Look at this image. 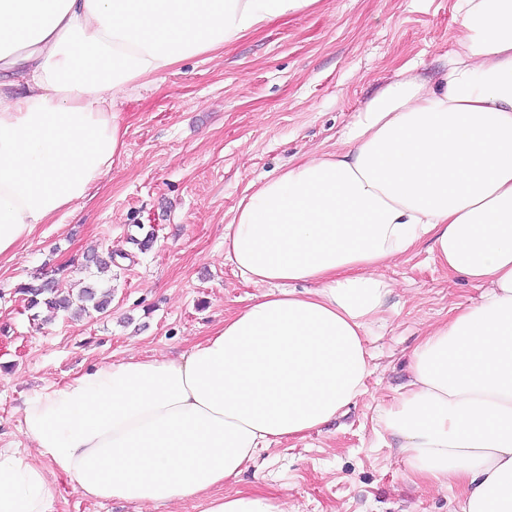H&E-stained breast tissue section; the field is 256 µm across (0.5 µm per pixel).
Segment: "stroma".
I'll return each instance as SVG.
<instances>
[{"instance_id": "stroma-1", "label": "stroma", "mask_w": 512, "mask_h": 512, "mask_svg": "<svg viewBox=\"0 0 512 512\" xmlns=\"http://www.w3.org/2000/svg\"><path fill=\"white\" fill-rule=\"evenodd\" d=\"M456 2L317 0L130 88L118 105L124 151L109 174L59 223L0 257V448H27L34 393L102 362L184 353L259 295L224 259V226L241 198L294 159L338 148L354 113L399 69L438 79L459 35ZM91 248L117 256L108 311L32 318L17 287L59 265V292L95 283L80 267ZM384 274L397 287L367 338L365 393L336 422L263 450L238 489L287 500L290 512H455L454 490L406 478L396 449L376 436L377 408L405 384L427 325L480 291L424 249ZM53 490L55 512H131L82 497L63 475Z\"/></svg>"}]
</instances>
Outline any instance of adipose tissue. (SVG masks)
Segmentation results:
<instances>
[{"label": "adipose tissue", "mask_w": 512, "mask_h": 512, "mask_svg": "<svg viewBox=\"0 0 512 512\" xmlns=\"http://www.w3.org/2000/svg\"><path fill=\"white\" fill-rule=\"evenodd\" d=\"M316 0H0V256L87 198L124 148L134 84ZM437 81L402 70L339 150L254 184L224 258L261 287L189 351L102 363L34 394L32 449L0 448V512H53L62 474L86 498L167 512H287L237 489L260 452L335 420L365 392L367 347L426 246L480 288L415 348L378 414L408 478L458 512H512V0H457Z\"/></svg>", "instance_id": "adipose-tissue-1"}]
</instances>
